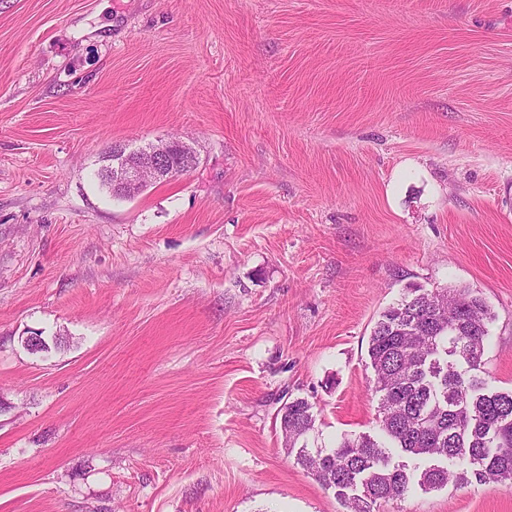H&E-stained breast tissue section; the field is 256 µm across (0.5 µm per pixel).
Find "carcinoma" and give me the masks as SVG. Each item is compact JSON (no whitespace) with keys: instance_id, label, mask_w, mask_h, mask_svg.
Returning a JSON list of instances; mask_svg holds the SVG:
<instances>
[{"instance_id":"obj_1","label":"carcinoma","mask_w":512,"mask_h":512,"mask_svg":"<svg viewBox=\"0 0 512 512\" xmlns=\"http://www.w3.org/2000/svg\"><path fill=\"white\" fill-rule=\"evenodd\" d=\"M491 319L486 300L469 288L407 289L381 313L369 339L382 439L344 436L333 448L315 450L300 445L315 418L311 405L296 399L281 408L285 451L335 489L347 512H375L416 484H512V391H489L480 376ZM394 448L458 462L462 471L395 466Z\"/></svg>"}]
</instances>
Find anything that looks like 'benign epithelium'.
<instances>
[{
  "instance_id": "7a95c632",
  "label": "benign epithelium",
  "mask_w": 512,
  "mask_h": 512,
  "mask_svg": "<svg viewBox=\"0 0 512 512\" xmlns=\"http://www.w3.org/2000/svg\"><path fill=\"white\" fill-rule=\"evenodd\" d=\"M112 151V190L126 198L138 195L153 180L174 176L175 170L169 167L173 156H179L188 166L194 155L189 144L176 138L145 149L129 151L115 146Z\"/></svg>"
}]
</instances>
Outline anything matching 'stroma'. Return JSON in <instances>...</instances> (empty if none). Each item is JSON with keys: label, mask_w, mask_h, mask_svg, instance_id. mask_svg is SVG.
Wrapping results in <instances>:
<instances>
[{"label": "stroma", "mask_w": 512, "mask_h": 512, "mask_svg": "<svg viewBox=\"0 0 512 512\" xmlns=\"http://www.w3.org/2000/svg\"><path fill=\"white\" fill-rule=\"evenodd\" d=\"M174 138L196 168L102 187ZM412 287L483 296L512 390V0H0V512H346L279 411L378 436L369 336ZM194 154L189 144L176 138L157 146L132 151L115 146L112 147V155L109 156V160L112 161V183L104 166L98 171L97 176L110 193L115 191L126 198H132L141 193L149 182L165 176H176L173 167H169L174 155H178L182 163L188 167Z\"/></svg>", "instance_id": "obj_1"}]
</instances>
